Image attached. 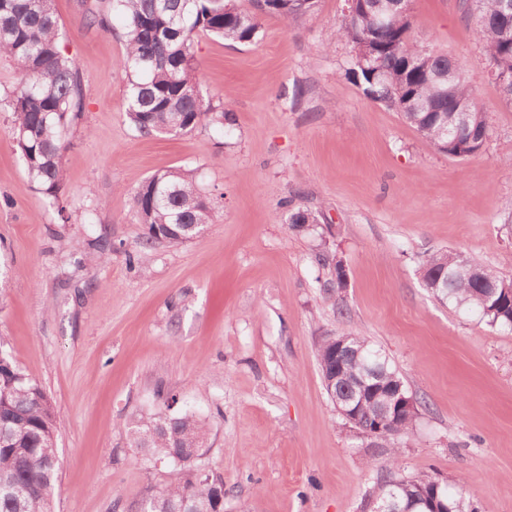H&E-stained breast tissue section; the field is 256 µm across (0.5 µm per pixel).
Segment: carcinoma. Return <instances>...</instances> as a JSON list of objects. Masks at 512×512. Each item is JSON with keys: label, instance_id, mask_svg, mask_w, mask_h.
<instances>
[{"label": "carcinoma", "instance_id": "carcinoma-1", "mask_svg": "<svg viewBox=\"0 0 512 512\" xmlns=\"http://www.w3.org/2000/svg\"><path fill=\"white\" fill-rule=\"evenodd\" d=\"M504 0H469L467 18L479 14L475 35L492 63L504 100L512 102V13ZM250 11L237 0H109V8H91L88 26L112 33V14L125 31V88L128 119L143 135L186 134L207 122L224 126V105L200 91L195 38L203 33L237 44H252L260 32L259 14L290 21L312 12L317 0H253ZM339 35L362 46L374 59L355 58L345 78L371 100L402 118L441 152L467 158L478 154L489 135L487 118L477 114L476 94L462 66L414 36L412 15L394 0H364L340 28ZM0 59L12 65L18 84L0 97V112L11 115V128L28 176L38 189L59 203L63 194L65 145L62 131L79 118L84 94L78 70L61 47L54 0H0ZM144 226L140 249L128 253L129 265L157 242L180 247L199 236L213 220L210 198L193 173L170 169L150 176L133 194ZM317 262L343 285L342 261L328 255ZM423 285L442 302L477 313L491 326L512 329V282L496 270L462 253L427 254L419 266ZM347 339L341 360L336 347ZM317 359L326 393L347 387L358 409L359 430L376 440L407 435L417 414L373 427L377 403L359 400L371 384L409 393L403 378L382 350L355 331L324 336ZM340 364V383L332 368ZM176 396L129 422L134 447L149 460L171 469L174 479L155 487L137 512H224V479L208 469L198 439L206 435L205 419L174 406ZM57 420L41 385L19 369L0 339V512H52L58 477ZM420 474L377 483L372 500L382 503L395 490L401 506L422 512L423 495L438 492L448 512H476L464 486L435 484Z\"/></svg>", "mask_w": 512, "mask_h": 512}]
</instances>
